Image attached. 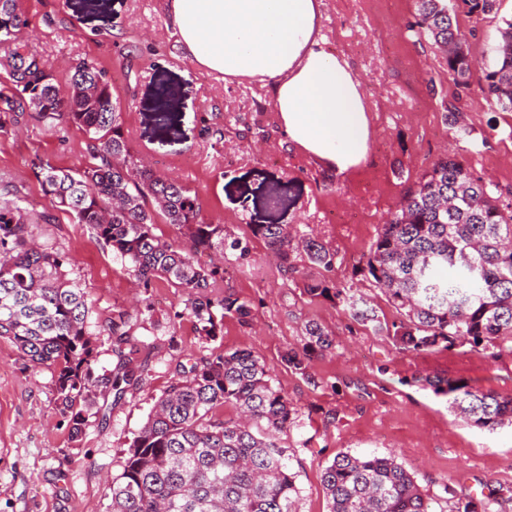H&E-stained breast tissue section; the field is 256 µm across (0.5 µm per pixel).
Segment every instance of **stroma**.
<instances>
[{"mask_svg":"<svg viewBox=\"0 0 512 512\" xmlns=\"http://www.w3.org/2000/svg\"><path fill=\"white\" fill-rule=\"evenodd\" d=\"M326 2L325 48L352 64L372 120L369 152L354 174L280 144L269 87L246 79L227 83L194 64L167 24L165 0H19L20 36L60 93H67L76 62L104 68L118 91L132 152L154 173L196 193L202 218L247 245L245 260L225 264L213 294L249 302L252 316L246 323L225 317L221 336H201L178 289L162 279L139 288L88 225L61 211L55 223L34 225L40 241L73 258V275L89 293L95 375L110 374L123 360L138 382L122 398L99 401L82 440L74 442L56 403L54 372L33 371L0 338V512H108V487L123 471L128 444L178 366L236 349L266 362L296 412L288 442L297 456L300 512H327L322 470L346 452L395 454L430 497L447 484L460 495L512 489V425L475 427L429 384L435 377L460 379L512 397V339L501 338L492 355L465 347L404 352L341 305L303 290L305 280L321 276L354 286L393 321L396 310L355 265L421 174L448 154L499 189L512 188V112L492 109L481 91L500 30L512 18V0L480 19L457 10L475 62L465 87L449 76L439 49L417 36L413 0ZM161 85L169 92L163 105L156 98ZM449 103L469 136L458 133ZM208 125L216 134H205ZM83 146L76 127L54 133L27 117L0 133V206L17 194L31 215L48 209L34 161L70 167ZM257 224L313 235L337 252L334 269L302 260L298 273L288 274L253 234ZM143 299L153 307L148 320L137 311ZM120 312L129 316L128 335L117 347L99 330ZM311 321L332 331L335 346L312 354L299 372L282 357L302 348Z\"/></svg>","mask_w":512,"mask_h":512,"instance_id":"1","label":"stroma"}]
</instances>
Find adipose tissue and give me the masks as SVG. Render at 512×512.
<instances>
[{"label": "adipose tissue", "mask_w": 512, "mask_h": 512, "mask_svg": "<svg viewBox=\"0 0 512 512\" xmlns=\"http://www.w3.org/2000/svg\"><path fill=\"white\" fill-rule=\"evenodd\" d=\"M323 0H168V22L195 64L224 80L269 85L289 148L338 172L366 159L371 137L362 84L328 53Z\"/></svg>", "instance_id": "1"}]
</instances>
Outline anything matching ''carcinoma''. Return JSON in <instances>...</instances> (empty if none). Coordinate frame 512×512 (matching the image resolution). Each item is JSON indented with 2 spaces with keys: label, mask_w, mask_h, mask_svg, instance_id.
I'll return each mask as SVG.
<instances>
[{
  "label": "carcinoma",
  "mask_w": 512,
  "mask_h": 512,
  "mask_svg": "<svg viewBox=\"0 0 512 512\" xmlns=\"http://www.w3.org/2000/svg\"><path fill=\"white\" fill-rule=\"evenodd\" d=\"M459 2L479 17L498 12L501 0ZM415 4L418 35L444 49L448 74L457 85L468 86L474 60L456 22V5L451 0ZM505 25L494 62L484 70L483 91L512 112V19ZM20 26L18 0H0V49L7 54L0 132L32 110L49 128L72 125L85 135L79 165L38 164L37 177L52 207L89 225L129 264L136 281L148 287L164 279L180 289L201 335L218 336L226 315L247 321L248 302L209 296L224 269L203 261L226 248L242 257L247 247L238 240L225 244L224 225L201 218L197 196L155 174L131 152L118 95L104 69L95 65L84 72L85 62L77 64L70 94L61 100L51 75L19 38ZM21 202L18 196L0 207V337L27 356L33 369L54 372L59 409L68 419L71 440L78 441L96 395L119 398L137 378L121 360L112 375L93 378L87 292L70 277L68 257L34 242V222ZM160 222L184 230L187 245L156 235ZM255 233L292 272L300 254L325 271L336 265L337 252L315 238H302L301 250H295L281 224H258ZM472 266L475 277L468 273ZM358 270L383 290L396 320L380 319L358 291L324 278L309 280L304 291L339 301L352 319L386 333L403 351L465 345L477 352L494 350L499 337L512 335V199L456 157L444 155L382 224ZM126 326L125 314L119 313L103 331L120 343ZM305 336L302 352L284 357L288 367L301 372L306 356L334 344L316 322L305 325ZM433 386L448 394L450 407L473 426L493 430L512 424V398L450 379L438 378ZM226 406L236 408L239 417L216 414ZM294 425L291 403L253 352L205 358L168 387L131 440L123 471L112 479L109 512H298L295 450L285 439ZM322 483L328 512H434L432 498L391 454L339 453L324 467ZM506 498L512 500V493L500 489L481 499L458 498L450 512H491V504Z\"/></svg>",
  "instance_id": "obj_1"
}]
</instances>
